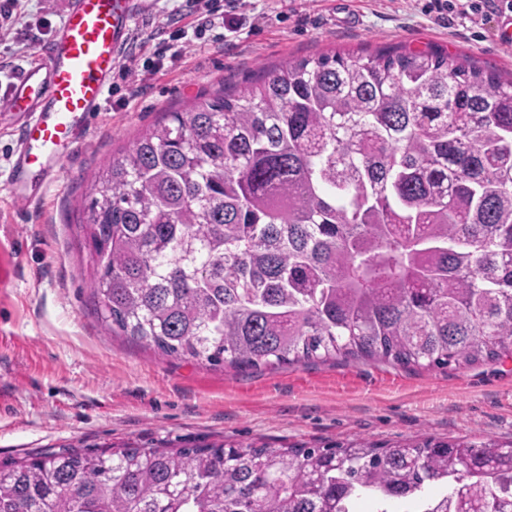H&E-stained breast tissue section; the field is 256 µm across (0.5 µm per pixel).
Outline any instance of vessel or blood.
<instances>
[{
    "label": "vessel or blood",
    "mask_w": 512,
    "mask_h": 512,
    "mask_svg": "<svg viewBox=\"0 0 512 512\" xmlns=\"http://www.w3.org/2000/svg\"><path fill=\"white\" fill-rule=\"evenodd\" d=\"M153 0H66L63 21L35 58L17 70L0 96V112L24 117L17 132V158L8 197L30 205L31 169L53 170L73 148L90 116L100 109L136 15L151 12Z\"/></svg>",
    "instance_id": "obj_1"
}]
</instances>
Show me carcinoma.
<instances>
[{"mask_svg": "<svg viewBox=\"0 0 512 512\" xmlns=\"http://www.w3.org/2000/svg\"><path fill=\"white\" fill-rule=\"evenodd\" d=\"M80 226L114 336L250 369L512 357V80L392 48L290 61L162 121ZM512 512V444L77 449L0 464V512Z\"/></svg>", "mask_w": 512, "mask_h": 512, "instance_id": "carcinoma-1", "label": "carcinoma"}]
</instances>
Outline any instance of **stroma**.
<instances>
[{
	"label": "stroma",
	"mask_w": 512,
	"mask_h": 512,
	"mask_svg": "<svg viewBox=\"0 0 512 512\" xmlns=\"http://www.w3.org/2000/svg\"><path fill=\"white\" fill-rule=\"evenodd\" d=\"M424 2L356 0L351 19L340 0H249L258 26L222 40L209 32L184 55L157 58L150 23L182 0H154L150 16L132 25L145 39V92L126 99L124 82L115 80L55 181L31 177L38 202L27 208L8 200L16 119L0 116V463L126 443L322 448L425 436L512 440V359L457 369L340 358L212 366L111 336L88 288L79 221L92 177L163 113L330 51H439L512 77V57L496 44L498 17L478 26L459 19L446 29L423 12ZM64 7V0H17L11 21L0 25V92L51 39Z\"/></svg>",
	"instance_id": "1"
}]
</instances>
